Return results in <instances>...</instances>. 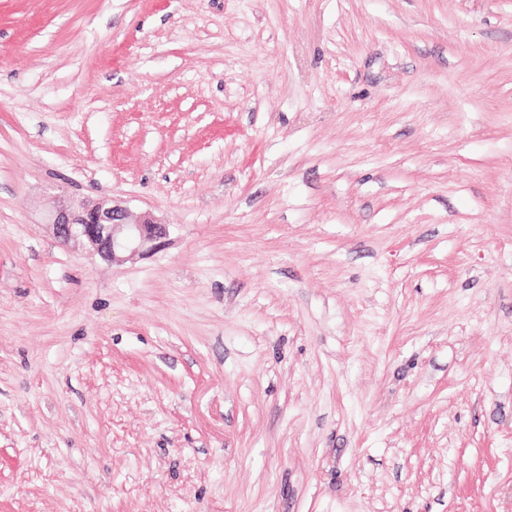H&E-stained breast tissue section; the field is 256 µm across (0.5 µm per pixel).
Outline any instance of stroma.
<instances>
[{
    "label": "stroma",
    "mask_w": 512,
    "mask_h": 512,
    "mask_svg": "<svg viewBox=\"0 0 512 512\" xmlns=\"http://www.w3.org/2000/svg\"><path fill=\"white\" fill-rule=\"evenodd\" d=\"M0 512H512V0H0ZM48 224L62 245L82 243L112 263L157 252L169 236L168 225L152 214L136 216L113 199L73 203L55 211Z\"/></svg>",
    "instance_id": "1"
}]
</instances>
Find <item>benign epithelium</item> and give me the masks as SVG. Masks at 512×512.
Instances as JSON below:
<instances>
[{
	"instance_id": "benign-epithelium-1",
	"label": "benign epithelium",
	"mask_w": 512,
	"mask_h": 512,
	"mask_svg": "<svg viewBox=\"0 0 512 512\" xmlns=\"http://www.w3.org/2000/svg\"><path fill=\"white\" fill-rule=\"evenodd\" d=\"M48 224L61 244L81 243L113 263L157 252L169 236L168 225L152 214L136 216L112 199L66 206L55 211Z\"/></svg>"
}]
</instances>
